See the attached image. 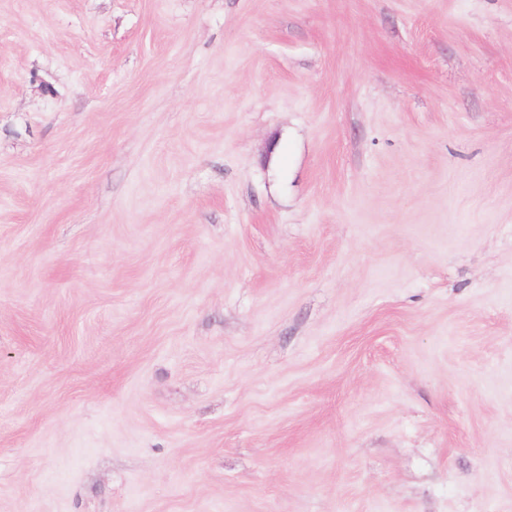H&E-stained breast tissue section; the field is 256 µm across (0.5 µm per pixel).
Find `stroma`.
Wrapping results in <instances>:
<instances>
[{"mask_svg": "<svg viewBox=\"0 0 512 512\" xmlns=\"http://www.w3.org/2000/svg\"><path fill=\"white\" fill-rule=\"evenodd\" d=\"M0 512H512V0H0Z\"/></svg>", "mask_w": 512, "mask_h": 512, "instance_id": "stroma-1", "label": "stroma"}]
</instances>
